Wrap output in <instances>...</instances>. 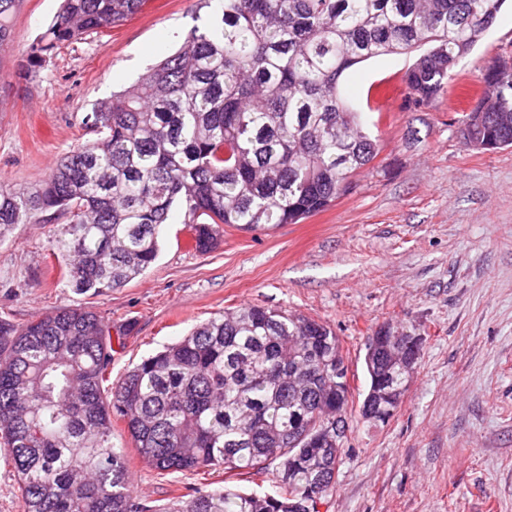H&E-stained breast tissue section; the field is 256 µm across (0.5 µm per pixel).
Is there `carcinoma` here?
I'll list each match as a JSON object with an SVG mask.
<instances>
[{
    "mask_svg": "<svg viewBox=\"0 0 512 512\" xmlns=\"http://www.w3.org/2000/svg\"><path fill=\"white\" fill-rule=\"evenodd\" d=\"M22 0H0V48ZM146 0H64L31 47L60 46L137 13ZM505 0H215L180 48L83 124L96 139L67 154L37 189L0 184V231L67 218L53 244L77 293L123 287L156 259L177 217L189 246L212 248L217 224H296L348 192L377 155L337 93L353 65L420 52L413 100L447 91L456 62ZM460 129L466 145H512V64L496 59ZM112 322L62 307L25 326L0 320V445L21 512H149L130 490L125 423L152 469L269 474L273 494L226 486L171 512H320L349 430L348 374L336 333L304 316L244 304L142 359L106 388ZM402 401L416 362L365 361Z\"/></svg>",
    "mask_w": 512,
    "mask_h": 512,
    "instance_id": "obj_1",
    "label": "carcinoma"
}]
</instances>
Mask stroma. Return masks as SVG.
<instances>
[{"instance_id": "1", "label": "stroma", "mask_w": 512, "mask_h": 512, "mask_svg": "<svg viewBox=\"0 0 512 512\" xmlns=\"http://www.w3.org/2000/svg\"><path fill=\"white\" fill-rule=\"evenodd\" d=\"M61 0H23L0 52V182L32 187L93 140L82 118L135 82L212 13L208 0H146L100 34L35 65L30 48ZM512 56V5L504 4L455 65L450 89L414 104L405 84L415 54L363 61L339 80L377 155L328 209L297 224L247 231L220 225L207 252L166 225L157 259L124 287L79 294L51 253L60 220L19 224L0 238V319L26 324L63 306H89L130 326L111 380L178 341L215 313L245 303L299 314L337 334L353 405L368 377L366 342L381 326L422 340L408 390L387 423L352 415L327 512H512V147L479 152L460 137L498 56ZM389 82L390 111L367 98ZM129 459L135 498L168 512L221 485L274 493L265 476L158 472L139 457L124 423L112 431Z\"/></svg>"}]
</instances>
